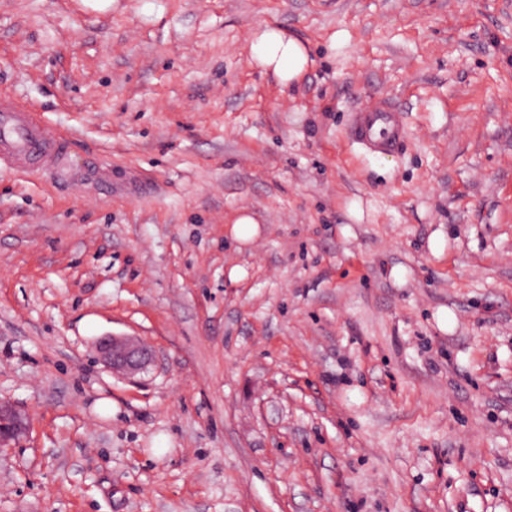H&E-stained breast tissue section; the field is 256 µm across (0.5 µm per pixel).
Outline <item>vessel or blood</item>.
I'll list each match as a JSON object with an SVG mask.
<instances>
[{"instance_id":"b4317fda","label":"vessel or blood","mask_w":512,"mask_h":512,"mask_svg":"<svg viewBox=\"0 0 512 512\" xmlns=\"http://www.w3.org/2000/svg\"><path fill=\"white\" fill-rule=\"evenodd\" d=\"M404 116L395 106L378 102L355 109L352 136L362 148L376 153L397 150L405 138ZM68 140L50 132L35 113L0 102V163L23 174L67 173Z\"/></svg>"}]
</instances>
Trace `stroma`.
I'll list each match as a JSON object with an SVG mask.
<instances>
[{"instance_id": "obj_1", "label": "stroma", "mask_w": 512, "mask_h": 512, "mask_svg": "<svg viewBox=\"0 0 512 512\" xmlns=\"http://www.w3.org/2000/svg\"><path fill=\"white\" fill-rule=\"evenodd\" d=\"M0 99V512H512V0H0ZM255 65L272 71L283 87H292L307 74L313 60L301 39L274 25L256 30L250 43ZM68 140L52 133L35 113L0 102V163L23 174L67 173ZM405 134L403 113L391 104L367 103L353 112V141L371 152L386 153L397 150ZM96 349L106 367L129 379L156 360L155 351L129 336H104L97 342ZM25 429V419L13 407L0 402V447L18 439Z\"/></svg>"}]
</instances>
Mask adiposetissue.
<instances>
[{
	"label": "adipose tissue",
	"instance_id": "adipose-tissue-1",
	"mask_svg": "<svg viewBox=\"0 0 512 512\" xmlns=\"http://www.w3.org/2000/svg\"><path fill=\"white\" fill-rule=\"evenodd\" d=\"M250 51L255 65L273 72L278 82L288 88L306 76L312 63L307 44L274 25L254 32Z\"/></svg>",
	"mask_w": 512,
	"mask_h": 512
}]
</instances>
